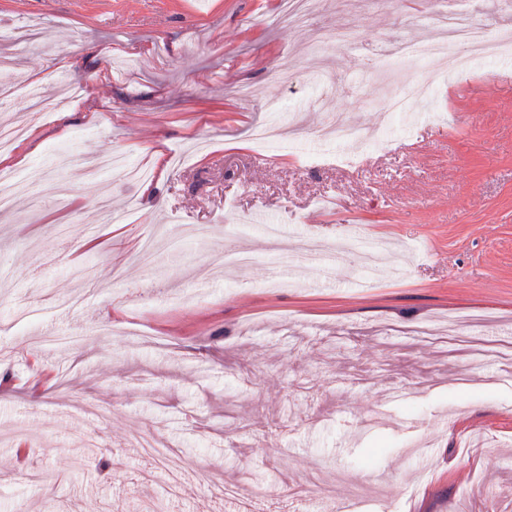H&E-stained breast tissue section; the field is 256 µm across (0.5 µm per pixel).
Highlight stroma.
<instances>
[{
    "instance_id": "stroma-1",
    "label": "stroma",
    "mask_w": 512,
    "mask_h": 512,
    "mask_svg": "<svg viewBox=\"0 0 512 512\" xmlns=\"http://www.w3.org/2000/svg\"><path fill=\"white\" fill-rule=\"evenodd\" d=\"M280 4L0 0V82L86 92L0 105L39 135L0 213V512H512V376L463 349L512 344V55L445 78L392 52L436 32L423 0ZM330 113L385 146L318 142ZM268 121L304 135L251 149ZM119 152L153 195L109 170L57 193ZM100 196L139 221L90 250Z\"/></svg>"
}]
</instances>
